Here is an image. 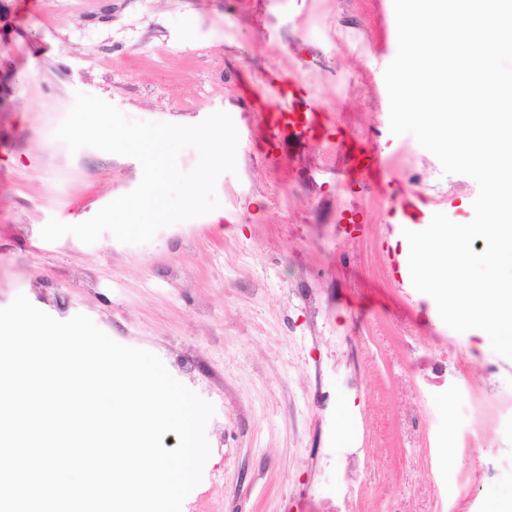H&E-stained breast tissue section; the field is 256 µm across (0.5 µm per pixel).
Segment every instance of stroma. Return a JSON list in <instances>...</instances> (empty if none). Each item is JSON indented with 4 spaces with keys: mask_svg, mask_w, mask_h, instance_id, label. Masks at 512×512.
Returning a JSON list of instances; mask_svg holds the SVG:
<instances>
[{
    "mask_svg": "<svg viewBox=\"0 0 512 512\" xmlns=\"http://www.w3.org/2000/svg\"><path fill=\"white\" fill-rule=\"evenodd\" d=\"M393 0H0V307L17 295L59 320L89 316L120 344L156 354L211 402V454L182 512H302L298 491L337 487L335 466L306 464L319 440L367 451V512H429L417 434L404 422L418 373L417 339L456 346L448 375H466L482 400L512 396V360L459 333L433 298L392 280L401 225L390 212L414 196L458 220L478 185L444 174L410 134L393 135L384 70L397 53ZM297 74L341 136L389 164L394 182H349L335 143L255 139L251 95L266 74ZM139 121L194 125L230 114L237 170L216 184L220 222L186 221L185 246L168 229L143 245L44 241L55 218L76 224L132 191L142 169L93 148L70 152L54 131L75 92ZM181 267L188 281L172 283ZM323 299L321 333L307 329L306 289ZM499 361L483 377L481 364ZM356 385H347V378ZM329 393L328 424L314 435L315 391ZM251 401L238 423L225 398ZM480 461L453 448L450 472L478 470L476 512L512 491V435L485 424Z\"/></svg>",
    "mask_w": 512,
    "mask_h": 512,
    "instance_id": "obj_1",
    "label": "stroma"
}]
</instances>
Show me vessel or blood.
I'll list each match as a JSON object with an SVG mask.
<instances>
[{"label": "vessel or blood", "instance_id": "obj_1", "mask_svg": "<svg viewBox=\"0 0 512 512\" xmlns=\"http://www.w3.org/2000/svg\"><path fill=\"white\" fill-rule=\"evenodd\" d=\"M255 97L264 108L263 123L271 132L279 135L296 133L312 142L321 141L327 132L321 122V106L315 98L303 90L297 76L276 75L259 84ZM399 224L424 223L426 215L412 199H403L391 211Z\"/></svg>", "mask_w": 512, "mask_h": 512}]
</instances>
